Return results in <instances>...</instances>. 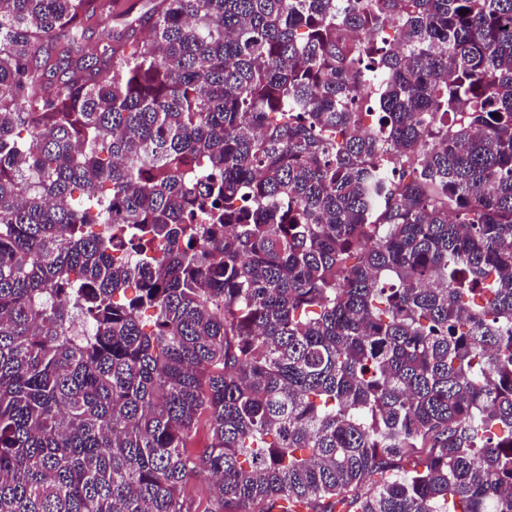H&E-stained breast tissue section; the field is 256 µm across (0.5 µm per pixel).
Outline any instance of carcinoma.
<instances>
[{
	"label": "carcinoma",
	"instance_id": "carcinoma-1",
	"mask_svg": "<svg viewBox=\"0 0 512 512\" xmlns=\"http://www.w3.org/2000/svg\"><path fill=\"white\" fill-rule=\"evenodd\" d=\"M150 3L0 0V512H512V0Z\"/></svg>",
	"mask_w": 512,
	"mask_h": 512
}]
</instances>
